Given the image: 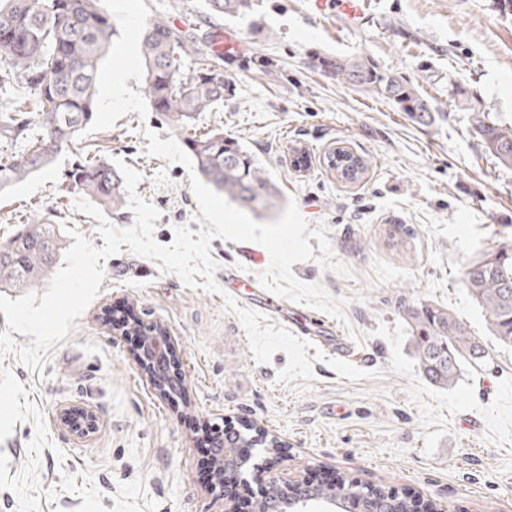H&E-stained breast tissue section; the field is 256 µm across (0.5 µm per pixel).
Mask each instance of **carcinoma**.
Here are the masks:
<instances>
[{
  "label": "carcinoma",
  "mask_w": 512,
  "mask_h": 512,
  "mask_svg": "<svg viewBox=\"0 0 512 512\" xmlns=\"http://www.w3.org/2000/svg\"><path fill=\"white\" fill-rule=\"evenodd\" d=\"M103 0H4L0 3V91L15 84L34 95L37 112H0V137L14 143L0 157V189L11 187L51 163L55 151L92 120L97 109L95 85L98 64L112 40L113 26ZM213 18L248 13L251 0H202ZM209 34L187 33L171 17L154 18L143 27L140 52L145 92L153 111L186 137L183 144L199 174L214 190L238 207L260 217L282 203V192L255 155L236 139L212 128L193 132L197 117L232 95L224 75V53L213 49ZM192 66H187V60ZM310 64L359 92L378 94L394 103L418 124L431 127L435 108L417 86L404 77L380 69L364 55L314 54ZM470 130L482 150L505 168H512V125H505L472 106ZM328 166L348 182L362 179L368 160L346 150L328 154ZM83 194L104 210L117 212L124 201L121 173L96 156L72 172ZM61 239L51 224H26L0 242V286L26 288L48 281ZM463 281L482 307L488 329L498 343L512 347V233L474 255L463 269ZM418 368L439 387L454 385L462 366H479L487 352L449 310L422 304L408 309ZM227 442L280 449L277 440L236 432ZM313 497L344 501L375 498L379 512H415L412 501L382 487H355L341 479L309 488ZM285 491L268 484L256 512H276Z\"/></svg>",
  "instance_id": "cac0c4a2"
}]
</instances>
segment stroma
<instances>
[{
	"label": "stroma",
	"instance_id": "obj_1",
	"mask_svg": "<svg viewBox=\"0 0 512 512\" xmlns=\"http://www.w3.org/2000/svg\"><path fill=\"white\" fill-rule=\"evenodd\" d=\"M253 2L247 16L211 20L200 0L181 12L172 0H126L124 12L104 0L114 35L97 94L111 86L123 93L98 106L45 170L0 192V238L37 218L103 247L96 219L74 209L82 194L70 176L95 155L141 173L138 194L161 212L158 243L170 244L178 225L199 230L188 170L145 154L147 133L166 140L173 132L151 109L140 32L126 15L143 24L169 15L182 29L235 33L237 52L224 63L234 92L195 125L236 138L303 217L328 225L353 278L313 261L292 271L347 299L356 331L349 361L368 376L348 380L317 362L311 391L301 393L275 381L284 352L255 363L239 320L224 308L239 291L223 271L257 278L270 265L263 246L212 240L217 294L122 251L106 261L97 297L41 368L12 353L0 359V512H234L232 494L200 476L194 420L258 427L284 443L271 468L251 472L258 490L276 475L344 478L421 495L444 512H512V348L491 336L462 281L465 263L512 226V169L484 153L467 109L453 103L457 89H468L479 110L512 124V13L503 14L499 0H372V22L353 30L333 12H311L308 0ZM315 52L371 57L419 85L447 116L421 127L389 100L311 68ZM255 56L272 61L275 75L258 74ZM339 145L369 159L362 180H341L327 167ZM297 147L305 166L293 163ZM424 302L448 308L489 352L450 388L418 369L406 312ZM114 306L175 336L183 403L154 389L125 334L106 320ZM67 409L92 412L94 430L78 437L65 429Z\"/></svg>",
	"mask_w": 512,
	"mask_h": 512
}]
</instances>
